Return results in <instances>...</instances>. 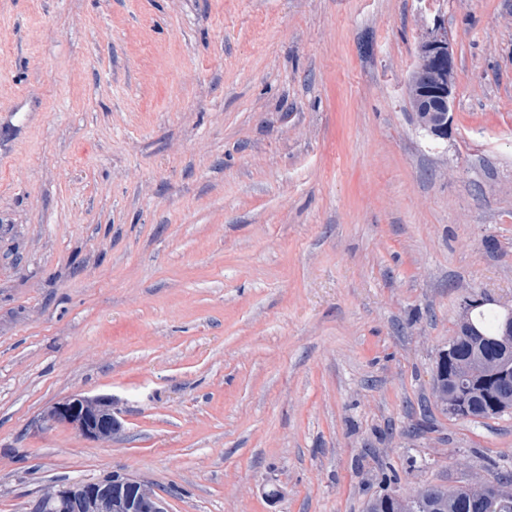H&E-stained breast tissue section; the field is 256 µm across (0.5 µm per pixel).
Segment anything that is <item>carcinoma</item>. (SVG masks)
Listing matches in <instances>:
<instances>
[{
	"mask_svg": "<svg viewBox=\"0 0 512 512\" xmlns=\"http://www.w3.org/2000/svg\"><path fill=\"white\" fill-rule=\"evenodd\" d=\"M502 316L503 313L494 309L477 307L471 313L468 330L481 337V343L475 346L458 335L451 342L454 347L451 369L466 374L460 393L476 415L488 414L489 395L482 385L487 368L503 364L512 367V355L501 342ZM492 476L490 487L480 501L471 499L465 485L446 487L436 484L418 500H399L392 496V485L398 482L397 476L383 471L379 483L385 486L384 492L366 502L365 512H512V498L505 499L496 490V484L512 482V466L507 461L495 464Z\"/></svg>",
	"mask_w": 512,
	"mask_h": 512,
	"instance_id": "carcinoma-1",
	"label": "carcinoma"
}]
</instances>
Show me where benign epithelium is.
<instances>
[{"mask_svg":"<svg viewBox=\"0 0 512 512\" xmlns=\"http://www.w3.org/2000/svg\"><path fill=\"white\" fill-rule=\"evenodd\" d=\"M417 65L410 79L414 111L436 112L439 120L432 138L444 139L451 127L455 95V58L448 35L430 32L421 38ZM512 383V372L493 369L485 376L488 393L495 397L500 388ZM48 421L75 427L90 440L112 437L120 423L107 397H72L53 407ZM52 512H166L163 500L137 479L121 474L112 480L75 483L48 491Z\"/></svg>","mask_w":512,"mask_h":512,"instance_id":"obj_1","label":"benign epithelium"}]
</instances>
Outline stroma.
<instances>
[{"instance_id": "obj_1", "label": "stroma", "mask_w": 512, "mask_h": 512, "mask_svg": "<svg viewBox=\"0 0 512 512\" xmlns=\"http://www.w3.org/2000/svg\"><path fill=\"white\" fill-rule=\"evenodd\" d=\"M456 57L447 139L419 40ZM512 306V0H0V512L114 473L167 512L489 479L433 392ZM108 396L92 441L44 414ZM417 58L410 79V97L414 111L419 112L415 113L417 123L426 132L434 124L430 112H438L439 120L431 137L447 139L454 106L456 71L448 35L430 32L422 37L418 44Z\"/></svg>"}]
</instances>
